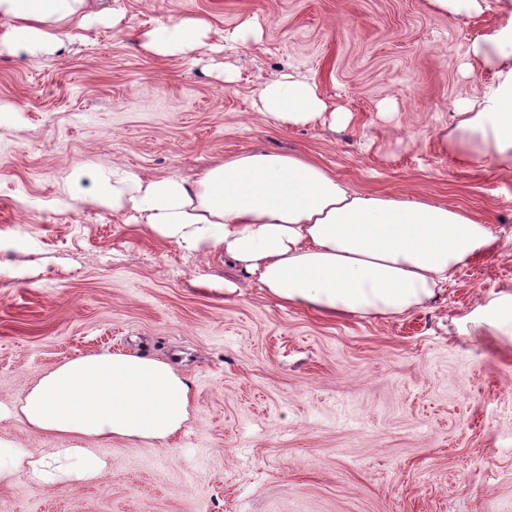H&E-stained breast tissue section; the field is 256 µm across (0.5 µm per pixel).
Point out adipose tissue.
I'll return each mask as SVG.
<instances>
[{
	"mask_svg": "<svg viewBox=\"0 0 512 512\" xmlns=\"http://www.w3.org/2000/svg\"><path fill=\"white\" fill-rule=\"evenodd\" d=\"M505 23L473 42L472 58L494 68L483 98L455 103L456 123L443 138L466 160L512 171V0H500ZM0 53L33 57L65 51L76 30L115 23L111 0H0ZM206 21L173 19L144 47L175 56L203 46ZM259 110L296 127L329 105L314 81L292 74L271 80ZM72 195L103 208H131L159 236L187 251H222L277 300L329 315L392 316L431 301L451 274L493 250L490 225L444 203L411 202L349 188L296 154H238L194 181L151 179L116 166L74 170ZM475 329L512 335V292L471 317ZM191 387L166 361L137 353L74 357L25 395L17 419L28 429L77 439L51 456L0 442V482L57 490L102 476L109 463L97 446L120 436L165 446L189 417Z\"/></svg>",
	"mask_w": 512,
	"mask_h": 512,
	"instance_id": "ef3b65f1",
	"label": "adipose tissue"
}]
</instances>
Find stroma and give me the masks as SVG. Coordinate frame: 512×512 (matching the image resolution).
Returning a JSON list of instances; mask_svg holds the SVG:
<instances>
[{
  "label": "stroma",
  "mask_w": 512,
  "mask_h": 512,
  "mask_svg": "<svg viewBox=\"0 0 512 512\" xmlns=\"http://www.w3.org/2000/svg\"><path fill=\"white\" fill-rule=\"evenodd\" d=\"M487 4L467 17L428 0H118L119 25L83 30L63 53L0 54V103L15 107L0 116V439L70 447L12 413L80 355L138 352L191 385L167 446L113 438L99 479L55 492L2 482L0 512H512V338L465 321L512 288V173L441 143L453 102L496 85L492 68L464 71L501 20ZM193 16L210 22L209 46L143 49L154 27ZM247 24L260 41H228ZM291 72L349 122L257 112L262 86ZM259 150L300 154L361 192L465 209L496 247L424 306L331 317L129 209L63 193L77 168L191 181Z\"/></svg>",
  "instance_id": "obj_1"
}]
</instances>
